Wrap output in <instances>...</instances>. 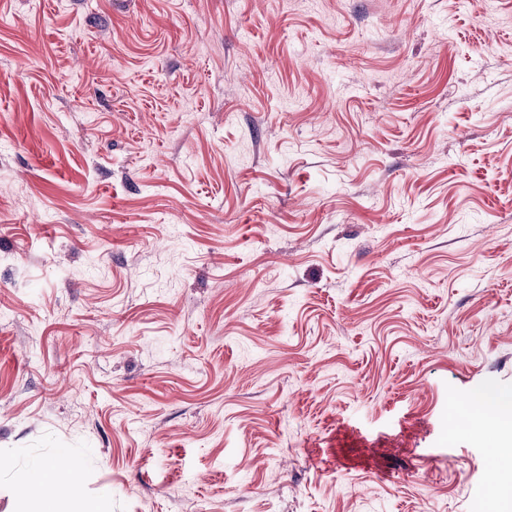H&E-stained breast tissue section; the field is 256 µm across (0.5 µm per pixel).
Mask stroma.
<instances>
[{
  "mask_svg": "<svg viewBox=\"0 0 512 512\" xmlns=\"http://www.w3.org/2000/svg\"><path fill=\"white\" fill-rule=\"evenodd\" d=\"M512 0H0V512H494ZM40 477L56 485L61 490V499L74 503L77 510H44L37 505L29 480L20 478L15 486L17 496L29 504V508L24 512H112L108 497L85 498L82 495L78 471L74 467L62 471L55 465L45 464L40 470Z\"/></svg>",
  "mask_w": 512,
  "mask_h": 512,
  "instance_id": "1",
  "label": "stroma"
}]
</instances>
